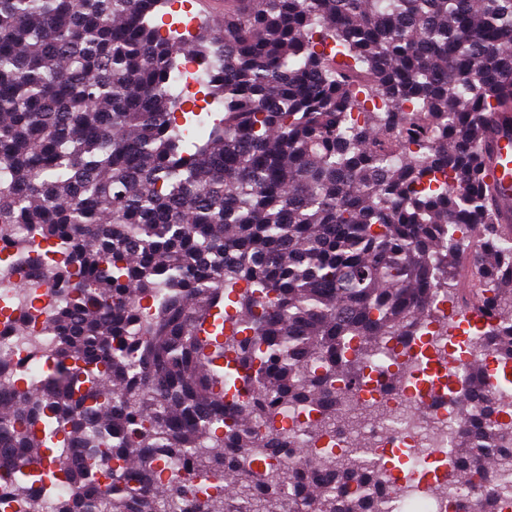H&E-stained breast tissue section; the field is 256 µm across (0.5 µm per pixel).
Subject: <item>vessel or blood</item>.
<instances>
[{
	"label": "vessel or blood",
	"mask_w": 512,
	"mask_h": 512,
	"mask_svg": "<svg viewBox=\"0 0 512 512\" xmlns=\"http://www.w3.org/2000/svg\"><path fill=\"white\" fill-rule=\"evenodd\" d=\"M483 151L484 179L493 190L497 220L512 225V114L490 115Z\"/></svg>",
	"instance_id": "obj_1"
}]
</instances>
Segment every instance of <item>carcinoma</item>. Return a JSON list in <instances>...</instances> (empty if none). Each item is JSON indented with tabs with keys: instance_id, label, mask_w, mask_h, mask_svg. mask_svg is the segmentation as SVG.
Returning <instances> with one entry per match:
<instances>
[{
	"instance_id": "cac0c4a2",
	"label": "carcinoma",
	"mask_w": 512,
	"mask_h": 512,
	"mask_svg": "<svg viewBox=\"0 0 512 512\" xmlns=\"http://www.w3.org/2000/svg\"><path fill=\"white\" fill-rule=\"evenodd\" d=\"M169 0H0V232L28 226L63 282L36 387L0 376V512H381L364 458L314 450L328 384H355L381 336L432 315L433 290L482 313L512 364V233L483 182L490 112H512V0H224V24L156 23ZM223 106L192 140L173 93L185 55ZM382 107L351 118L354 91ZM229 301L228 309L220 303ZM319 426L280 455L261 410L224 413V359ZM325 358L324 374L301 375ZM444 480L471 512L512 507V410L480 367L457 399ZM188 458L166 483L155 469ZM116 460L97 491L98 461Z\"/></svg>"
}]
</instances>
